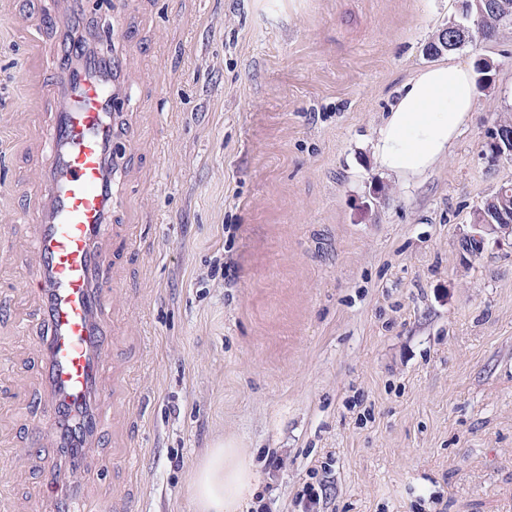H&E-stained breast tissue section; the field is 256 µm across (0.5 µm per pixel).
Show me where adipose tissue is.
<instances>
[{
	"label": "adipose tissue",
	"instance_id": "ef3b65f1",
	"mask_svg": "<svg viewBox=\"0 0 512 512\" xmlns=\"http://www.w3.org/2000/svg\"><path fill=\"white\" fill-rule=\"evenodd\" d=\"M474 103L468 66L448 61L421 69L402 85L378 131L379 165L399 177L423 174L450 153ZM254 488L253 465L230 440L210 448L190 485L196 512H237Z\"/></svg>",
	"mask_w": 512,
	"mask_h": 512
}]
</instances>
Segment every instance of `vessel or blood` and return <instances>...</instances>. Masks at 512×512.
I'll use <instances>...</instances> for the list:
<instances>
[{
    "label": "vessel or blood",
    "instance_id": "vessel-or-blood-1",
    "mask_svg": "<svg viewBox=\"0 0 512 512\" xmlns=\"http://www.w3.org/2000/svg\"><path fill=\"white\" fill-rule=\"evenodd\" d=\"M72 62L51 71L55 112L46 128L53 157L44 174L42 220L35 229L38 264L31 279L48 300L39 322L46 428L54 441L89 451L109 405L101 373L107 347L103 314L110 299L100 283L108 262L100 246L116 202L106 191L115 131L112 114L123 89L101 73L91 51L70 47Z\"/></svg>",
    "mask_w": 512,
    "mask_h": 512
}]
</instances>
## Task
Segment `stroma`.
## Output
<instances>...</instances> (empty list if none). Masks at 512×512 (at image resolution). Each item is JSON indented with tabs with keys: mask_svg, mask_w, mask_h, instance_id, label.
<instances>
[{
	"mask_svg": "<svg viewBox=\"0 0 512 512\" xmlns=\"http://www.w3.org/2000/svg\"><path fill=\"white\" fill-rule=\"evenodd\" d=\"M107 0L73 16L107 36L124 106L103 282L104 380L119 397L70 463L39 429L37 264L43 131L67 25L59 0H0V512H52L55 459L82 512H195L218 439L254 464L239 512H512V244L460 241L512 160V27L456 62L494 63L453 151L390 177L373 155L401 85L457 0ZM57 18L54 26L43 17Z\"/></svg>",
	"mask_w": 512,
	"mask_h": 512,
	"instance_id": "1",
	"label": "stroma"
}]
</instances>
